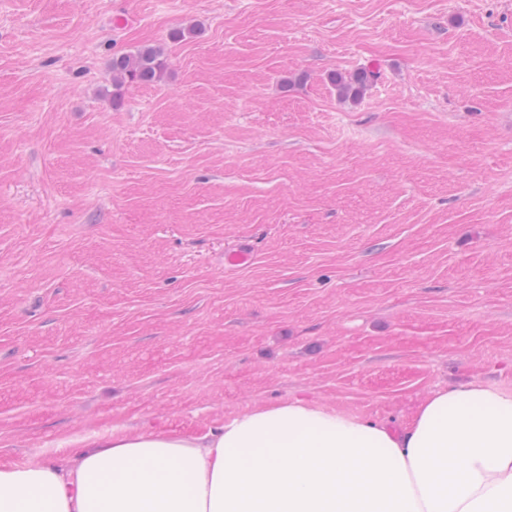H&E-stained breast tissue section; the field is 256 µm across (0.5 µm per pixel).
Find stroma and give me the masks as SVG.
I'll return each instance as SVG.
<instances>
[{
  "instance_id": "35a3bbf8",
  "label": "stroma",
  "mask_w": 512,
  "mask_h": 512,
  "mask_svg": "<svg viewBox=\"0 0 512 512\" xmlns=\"http://www.w3.org/2000/svg\"><path fill=\"white\" fill-rule=\"evenodd\" d=\"M469 383L512 390V0H0L1 463ZM159 57L160 53L153 48L140 49L131 54L112 57L115 87L118 88L126 82L148 83L155 81L159 78L163 67V62ZM375 77L376 73L367 70L354 74L349 78L340 73H336L333 82L336 85L338 96L346 98L348 95L352 96L359 94L369 82L375 79Z\"/></svg>"
}]
</instances>
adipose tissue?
<instances>
[{"mask_svg": "<svg viewBox=\"0 0 512 512\" xmlns=\"http://www.w3.org/2000/svg\"><path fill=\"white\" fill-rule=\"evenodd\" d=\"M0 512H512V391H434L397 429L291 399L0 463Z\"/></svg>", "mask_w": 512, "mask_h": 512, "instance_id": "obj_1", "label": "adipose tissue"}]
</instances>
